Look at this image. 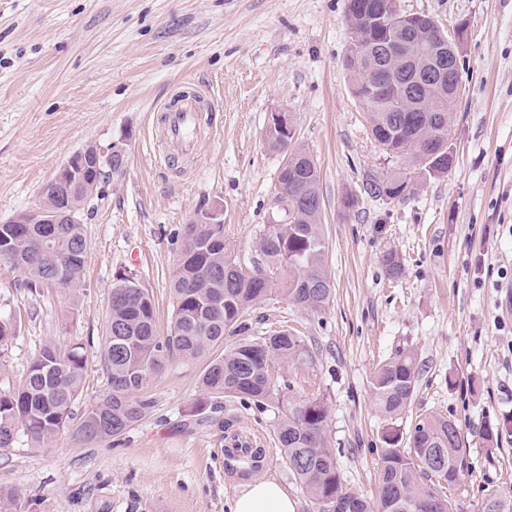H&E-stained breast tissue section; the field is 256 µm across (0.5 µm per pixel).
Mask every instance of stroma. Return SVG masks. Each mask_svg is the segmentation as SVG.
<instances>
[{"mask_svg": "<svg viewBox=\"0 0 512 512\" xmlns=\"http://www.w3.org/2000/svg\"><path fill=\"white\" fill-rule=\"evenodd\" d=\"M441 28L465 23L462 90L452 114L448 173L388 203L364 196L366 174L398 168L368 133L343 60L347 0H0V221L35 207L44 185L89 143L124 142L123 174L85 212L87 255L77 295L29 292L0 263V317L17 333L0 353V391L23 380L48 341L83 346L75 414L107 391L101 357L117 276L136 271L155 301L156 332L173 313L169 275L182 232L201 208L219 209L224 243L245 267L282 219L281 157L265 144L270 113L293 117L295 139L320 170V228L334 284L311 313L277 299L251 309V337L288 329L311 360L280 364L293 400L324 399L326 435L347 490L372 496L386 422L370 382L395 351H416L417 392L400 421L454 420L466 455L454 503L482 512L512 490V0H398ZM214 103L192 155L171 163L163 109L182 89ZM359 204L346 209V195ZM399 255L392 281L381 256ZM203 363L169 361L139 395L145 417L120 440L86 446L69 434L0 449V512H230L243 486L274 480L316 506L281 461L275 405L206 394ZM499 430L496 447L483 433ZM266 451L258 468L228 473L224 436Z\"/></svg>", "mask_w": 512, "mask_h": 512, "instance_id": "obj_1", "label": "stroma"}]
</instances>
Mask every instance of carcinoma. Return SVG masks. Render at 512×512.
I'll list each match as a JSON object with an SVG mask.
<instances>
[{"label": "carcinoma", "mask_w": 512, "mask_h": 512, "mask_svg": "<svg viewBox=\"0 0 512 512\" xmlns=\"http://www.w3.org/2000/svg\"><path fill=\"white\" fill-rule=\"evenodd\" d=\"M380 2L349 0L345 23L350 44L344 63L351 92L366 108L373 140L390 157L407 162L403 169L367 176L363 186L381 187L391 199L401 200L410 197L401 194L404 183L415 191L420 181L443 174L440 163L424 155L421 145L427 137L436 138L441 146L448 144L454 103L416 92L419 69L411 64L400 74L405 88L393 99L371 91V73L394 66L419 43L436 51L441 37L437 27L397 23L382 30L376 17ZM267 145L292 159L296 176H285L280 182L297 211L292 222L272 224L262 237L265 262L255 266L257 275L249 279L238 275L240 264L224 246V225H184L181 255L169 281L173 317L168 336H157L154 299L137 274L127 271L113 288L105 328L102 356L109 379L107 394L74 418L84 354L76 345L63 351L47 343L20 385L0 392V448L12 447L20 432L37 445H47L63 432L85 445L118 439L152 406L151 400L136 396L148 373L163 370L174 358L191 363L205 360L201 382L207 392L257 406L276 405L281 413L276 427L281 459L319 512H336V505L343 502L356 504L355 512H461L437 487L421 479L435 471L438 461L448 476H456L466 454L457 424L445 416L428 415L416 422L406 441L396 425L410 406L419 379V363L412 350H397L377 366L371 379L373 402L387 428L377 491L375 497L364 500L342 483L335 450L326 436L327 404L318 398L288 401L269 378L271 363H306L308 351L302 337L280 330L224 345L225 334L248 329L243 317L257 305L279 297L319 313L333 293L319 224L323 202L318 168L286 131H276ZM88 183L86 179L71 184L67 199L72 206H88ZM36 207L40 213L62 207L53 182L43 187ZM85 255L84 225L72 224L68 218L60 224H31L23 216L0 224V262L21 271L32 293L44 287H80ZM381 263L390 278L401 276L403 267L396 253H384ZM220 347L223 353L211 357ZM403 441L404 448L400 447Z\"/></svg>", "instance_id": "1"}]
</instances>
